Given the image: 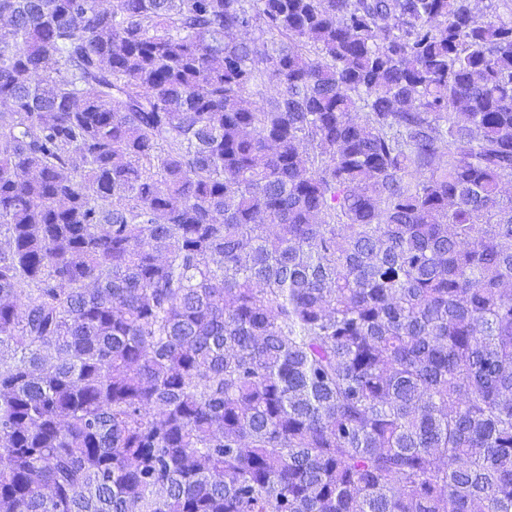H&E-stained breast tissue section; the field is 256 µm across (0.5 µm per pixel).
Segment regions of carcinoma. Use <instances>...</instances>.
Masks as SVG:
<instances>
[{"label":"carcinoma","instance_id":"1","mask_svg":"<svg viewBox=\"0 0 512 512\" xmlns=\"http://www.w3.org/2000/svg\"><path fill=\"white\" fill-rule=\"evenodd\" d=\"M103 2L0 0V512H512L508 0Z\"/></svg>","mask_w":512,"mask_h":512}]
</instances>
